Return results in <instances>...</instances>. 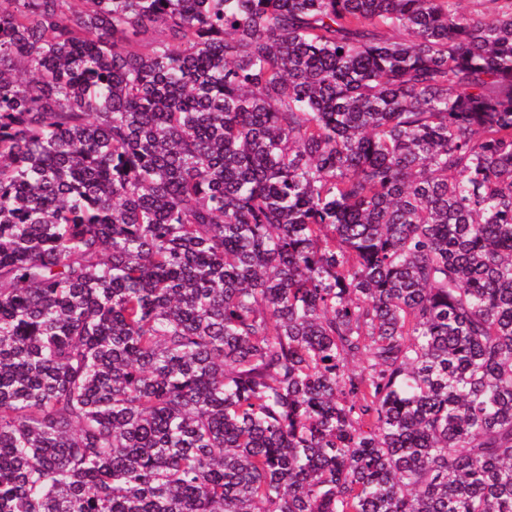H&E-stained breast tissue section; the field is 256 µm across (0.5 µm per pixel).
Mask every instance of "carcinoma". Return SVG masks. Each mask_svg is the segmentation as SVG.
Here are the masks:
<instances>
[{
	"mask_svg": "<svg viewBox=\"0 0 512 512\" xmlns=\"http://www.w3.org/2000/svg\"><path fill=\"white\" fill-rule=\"evenodd\" d=\"M488 2L0 8V512H512Z\"/></svg>",
	"mask_w": 512,
	"mask_h": 512,
	"instance_id": "obj_1",
	"label": "carcinoma"
}]
</instances>
